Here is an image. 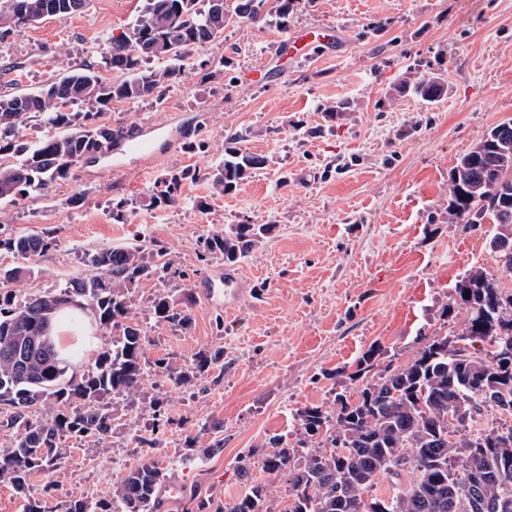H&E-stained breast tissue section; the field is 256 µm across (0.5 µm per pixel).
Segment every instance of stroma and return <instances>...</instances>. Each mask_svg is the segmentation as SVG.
I'll return each instance as SVG.
<instances>
[{
	"instance_id": "1",
	"label": "stroma",
	"mask_w": 512,
	"mask_h": 512,
	"mask_svg": "<svg viewBox=\"0 0 512 512\" xmlns=\"http://www.w3.org/2000/svg\"><path fill=\"white\" fill-rule=\"evenodd\" d=\"M144 0H91L65 19L24 27L0 42V94L36 91L62 73L63 63L100 62L106 38L128 32ZM331 29L339 49L300 48L285 39L311 26ZM196 57L234 61V82L205 78L186 65L164 86L161 101L117 103L104 119L140 126L155 155L148 164L108 156L78 168L76 180L51 198L0 200V233L50 230L57 246L32 262L24 292H45L63 274L82 269L85 252L158 240L187 269L206 275L222 258L199 263L201 235L250 218L275 230L235 266L238 301L210 304L195 280L185 285L193 318L189 332L155 325L150 297L166 289L144 283L134 311L149 343L147 359L189 360L203 347H223L224 364L200 383L176 385L147 373L134 404L117 402L118 427L100 447L78 445L62 470L35 475L26 494L0 481V512H23L25 498L58 501L111 496L127 471L150 457L167 468L182 496L158 512H189L193 487L230 502L265 484L275 512H286L288 485L260 465L270 437L299 435V412L337 407L356 395L353 374L369 348L378 364H406L432 335L461 331L464 313L452 311L454 284L467 271L495 272L490 224L469 228L448 216V180L458 158L494 125L512 119V0H312L288 31L242 21ZM439 76L446 93L430 103L396 92L406 76ZM350 103L329 116L327 106ZM248 131L251 151L270 159L265 172L231 195L204 182L187 184L182 201L159 211L150 190L167 172L206 169L223 156L224 138ZM210 141L205 154L187 152L194 135ZM80 207L67 199L78 190ZM130 203L127 223L112 221L113 200ZM206 199L208 207L196 203ZM224 318L223 331L213 325ZM166 399L172 426L153 448L138 447L152 418L150 401ZM224 423V449L203 455L212 440L205 422ZM198 452L187 455L186 437ZM253 479L238 475L242 458ZM52 497H44L45 483Z\"/></svg>"
}]
</instances>
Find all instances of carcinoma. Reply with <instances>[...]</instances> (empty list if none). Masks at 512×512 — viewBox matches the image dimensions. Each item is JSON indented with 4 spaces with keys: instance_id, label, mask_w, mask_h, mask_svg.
Segmentation results:
<instances>
[{
    "instance_id": "1",
    "label": "carcinoma",
    "mask_w": 512,
    "mask_h": 512,
    "mask_svg": "<svg viewBox=\"0 0 512 512\" xmlns=\"http://www.w3.org/2000/svg\"><path fill=\"white\" fill-rule=\"evenodd\" d=\"M0 10V42L22 27L49 18L64 19L86 0H7ZM301 0H145L143 14L120 39L105 42L102 65L85 62L38 92L0 95V200L33 192L43 196L76 179L78 165L104 153L123 136L104 113L114 103L160 100V88L181 73L179 62L206 43L224 36L238 19L286 30ZM164 60L163 68L147 66ZM116 72L107 78L100 70ZM233 59L222 58L205 73L228 77ZM400 92L433 102L445 94L439 78L402 82ZM35 118L47 131L29 140ZM491 128L457 162L448 183V215L470 227L488 220L492 238L512 236V138ZM248 132L224 140V158L206 173L196 167L168 172L156 180L150 206L166 209L182 199L186 184L201 178L213 192L230 194L246 179L267 169L269 157L250 151ZM275 230L247 219L199 239L200 258H224L234 266ZM51 231L3 237L0 253L13 258L0 267V430L13 442L0 449V479L25 493L31 478L70 462L65 440L101 445L112 437L116 420L107 398L129 403L142 394L145 370L178 384L192 383L224 365V348H203L179 365L174 358L143 362L146 334L133 311L143 283L166 280L174 288L150 299L155 324L185 333L192 316L177 295L189 279L170 252L152 242L96 249L84 254V269L48 292L23 293L13 287L33 272L30 262L55 245ZM470 293L464 297V293ZM454 303L465 311L461 332L426 338L413 360L387 364L376 374L377 349H368L352 374L362 381L355 398L337 397L334 411L310 406L299 412L300 438L269 440L273 452L262 468L286 479L287 512H481L485 500L512 512V425L481 423L494 413L512 412V291L476 268L455 284ZM72 306L90 310L112 339L80 375H68L42 328L53 326ZM151 434L140 444L152 447L160 429L173 424L165 400L153 399ZM207 454L224 447V423L212 421ZM411 449L406 454L403 449ZM411 475L388 499L366 498L381 474ZM155 462L130 469L113 494L91 502L72 498L60 512H155L157 494L168 482ZM195 512H272L267 488L254 485L232 503L209 495L193 499Z\"/></svg>"
}]
</instances>
